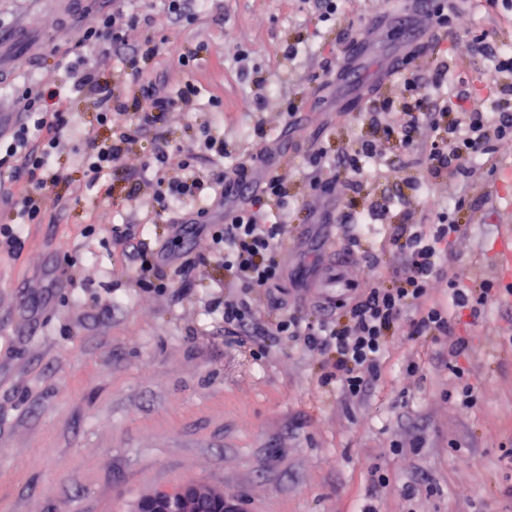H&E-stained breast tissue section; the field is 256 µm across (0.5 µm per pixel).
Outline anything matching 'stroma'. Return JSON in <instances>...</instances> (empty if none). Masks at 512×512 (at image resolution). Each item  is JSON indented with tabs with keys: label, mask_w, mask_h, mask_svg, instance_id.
<instances>
[{
	"label": "stroma",
	"mask_w": 512,
	"mask_h": 512,
	"mask_svg": "<svg viewBox=\"0 0 512 512\" xmlns=\"http://www.w3.org/2000/svg\"><path fill=\"white\" fill-rule=\"evenodd\" d=\"M43 2L0 0V27L26 26L44 48L0 85V110L16 111L17 91L43 82L58 87V107L74 118L53 159L63 180L46 192L41 223L0 207V225L23 227L16 252L0 249V512H131L143 494L185 483L236 494L245 512H512V298L490 302L478 320L460 318L464 358L450 356L445 340L396 330L352 406L338 387H320L322 368L301 344L263 327L225 332L223 266L183 272L187 259L209 254L223 204L190 199L157 218L147 242L172 253L162 289L140 287L110 232L146 214L162 145L185 146L209 130L224 140L226 167L259 153L287 180L288 311L305 323L333 319L319 305L343 295L356 266L389 272L396 257L384 228L361 233L333 215L331 197L308 195L310 155L372 138L360 103L400 97L404 70L447 64L484 110L502 107L500 80L474 41L492 27L512 39V17L478 6L468 32L438 38L414 0H339L327 20L304 0H214L191 22L169 17L165 0H134L156 23L129 28L123 45L99 57L102 78L133 95L123 74L150 38L163 50L136 59L145 80L172 89L188 80L200 92L194 111L163 113L162 137L139 138L105 174L107 198L87 188L80 156L85 140L111 130L91 96L67 85L56 52L72 38L58 34ZM192 52L196 60L182 67ZM326 58L334 61L327 75ZM246 96L262 102L248 116L239 107ZM494 160L495 178L479 159L472 179L437 185L386 144L381 168L345 210L372 200L413 208L426 193L470 196L477 205L459 213L464 231L442 273L471 287L511 283L499 236L512 225V141L497 145ZM173 218L188 227L177 240ZM466 388L475 400L462 415ZM378 473L389 484L374 495Z\"/></svg>",
	"instance_id": "1"
}]
</instances>
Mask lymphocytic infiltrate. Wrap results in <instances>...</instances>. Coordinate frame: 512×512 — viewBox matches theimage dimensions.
<instances>
[{
	"label": "lymphocytic infiltrate",
	"mask_w": 512,
	"mask_h": 512,
	"mask_svg": "<svg viewBox=\"0 0 512 512\" xmlns=\"http://www.w3.org/2000/svg\"><path fill=\"white\" fill-rule=\"evenodd\" d=\"M126 4L127 0H112L111 12L102 14L97 26L77 29L72 45L61 54L62 68L72 88L95 94L98 121L112 131L109 139H88L82 156L88 186L99 189L107 197L112 189L102 182L105 171L124 158L136 139L155 131L160 113L190 109L198 93L189 82L173 92L142 85L141 72L134 64L125 73L126 82L138 88L134 97L115 94L101 80L85 52L107 51L124 44L127 28L138 19L127 11ZM447 78L448 68L444 65L423 77L409 74L404 78L401 99L386 98L370 104L369 114L377 138L361 142L339 158L323 150L314 153L309 160L312 172L306 182L308 193L320 197L330 195L341 168L350 173L346 188H354L364 175V160H380L382 142L386 139L416 156L431 178L444 182L467 177L469 159L491 154L498 142L512 140L511 112L492 116L484 110L467 107L460 96L441 95L439 89ZM58 95L53 86L25 87L17 102L26 121L13 130L5 150L0 151V170L30 185L29 191L20 197L1 189L0 203L19 208L31 224L40 221L44 190L61 179L51 165V157L60 149L70 122L66 112L55 105ZM397 108L404 112L405 119L394 125L388 118ZM435 111L447 119L443 132L429 143H419L415 133L420 123L428 121ZM34 131L41 135L36 145L29 140ZM202 147L209 154L208 167L204 170L194 166L195 153L191 150L177 157L168 151L157 155L156 161L164 175L153 186L152 214L172 212L176 202L203 194L226 199L232 188L246 177V167L225 168L223 139L205 136ZM260 191L261 203L245 200L225 208L224 225L212 235L215 244L212 254L198 256L194 262L199 269L213 261L223 266L224 285L229 289L224 297V325L234 335L247 323L261 318L252 306L253 291L267 296L273 309L285 306L281 283L288 270V224L269 223L267 211L283 205L288 196V182L272 171L264 176ZM467 206L463 196L456 197L450 209L420 202L428 223L398 224L393 228L390 241L398 254V263L392 276H384L375 264L359 266L356 276L361 292L338 300L340 318L313 325L284 316L273 322L275 334L303 343L308 356L324 369L322 385H336L353 399L361 398L366 392L394 330L407 325L416 335L452 338L453 309H467L476 314L500 294L492 282L469 288L458 281L440 278L444 246L462 231L455 214ZM137 231L134 224L113 226L112 240L127 248L130 259L138 264L139 277L161 278L157 254L148 252L138 240ZM443 287L452 295L451 305H444L437 298Z\"/></svg>",
	"instance_id": "lymphocytic-infiltrate-1"
}]
</instances>
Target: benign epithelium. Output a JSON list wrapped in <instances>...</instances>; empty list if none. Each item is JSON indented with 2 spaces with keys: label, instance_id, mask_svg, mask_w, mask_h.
<instances>
[{
  "label": "benign epithelium",
  "instance_id": "benign-epithelium-1",
  "mask_svg": "<svg viewBox=\"0 0 512 512\" xmlns=\"http://www.w3.org/2000/svg\"><path fill=\"white\" fill-rule=\"evenodd\" d=\"M133 512H244V509L233 494L187 483L140 497Z\"/></svg>",
  "mask_w": 512,
  "mask_h": 512
}]
</instances>
